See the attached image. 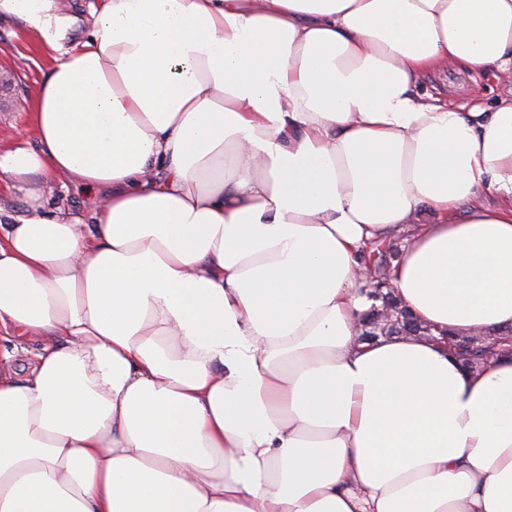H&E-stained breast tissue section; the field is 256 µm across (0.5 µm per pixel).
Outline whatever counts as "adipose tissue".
Here are the masks:
<instances>
[{
    "mask_svg": "<svg viewBox=\"0 0 512 512\" xmlns=\"http://www.w3.org/2000/svg\"><path fill=\"white\" fill-rule=\"evenodd\" d=\"M0 0L52 59L0 151V512H512V0ZM67 180L90 214L51 206ZM494 203H486V196ZM35 341L28 349L27 341ZM94 2L93 0H73L72 12L78 16V23L69 31L67 41H78L82 38L83 34L89 27L90 16L88 14V4ZM448 99L456 106L470 107L479 102L487 111L494 106L502 87L487 74H480L467 68L433 71L422 80V91ZM409 236L408 232L398 234L392 241L374 242L368 254L363 257L366 263L371 262L378 270L379 281L384 286L379 293L370 294L379 305H373L363 320L361 336H402L415 334L418 336H434L428 326L414 320L410 312L403 308L398 296L390 288L387 272L391 266L392 259L399 255V246H403L404 239ZM398 247H397V245ZM375 255V257H373ZM388 316L391 317L389 321ZM466 341L467 347L452 346V352L461 363L471 369H480L490 359L499 355L494 338L482 335V338L472 336H451Z\"/></svg>",
    "mask_w": 512,
    "mask_h": 512,
    "instance_id": "ef3b65f1",
    "label": "adipose tissue"
}]
</instances>
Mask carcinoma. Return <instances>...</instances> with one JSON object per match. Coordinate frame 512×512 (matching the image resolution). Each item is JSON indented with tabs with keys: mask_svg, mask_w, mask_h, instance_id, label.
<instances>
[{
	"mask_svg": "<svg viewBox=\"0 0 512 512\" xmlns=\"http://www.w3.org/2000/svg\"><path fill=\"white\" fill-rule=\"evenodd\" d=\"M399 255L398 247L391 241H377L373 243L364 256L365 262H370L378 270L379 281L384 286L372 298L378 304L366 314L363 320L362 335L364 336H402L415 334L430 336L429 327L413 319L410 312L403 308L394 290L389 287L387 272L392 259ZM461 340L468 342L465 347L454 345L452 352L461 363L471 369H479L490 359L498 355L495 339L488 336L482 338L463 336Z\"/></svg>",
	"mask_w": 512,
	"mask_h": 512,
	"instance_id": "cac0c4a2",
	"label": "carcinoma"
}]
</instances>
